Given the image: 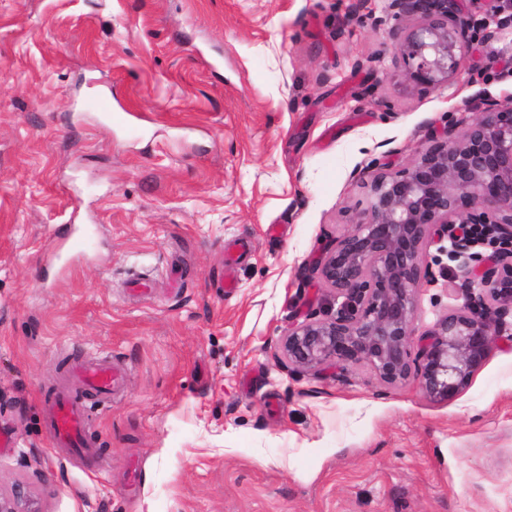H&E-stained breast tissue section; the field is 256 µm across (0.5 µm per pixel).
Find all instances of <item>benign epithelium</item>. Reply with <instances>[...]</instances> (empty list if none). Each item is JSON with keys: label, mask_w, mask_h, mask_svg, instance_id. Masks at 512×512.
Here are the masks:
<instances>
[{"label": "benign epithelium", "mask_w": 512, "mask_h": 512, "mask_svg": "<svg viewBox=\"0 0 512 512\" xmlns=\"http://www.w3.org/2000/svg\"><path fill=\"white\" fill-rule=\"evenodd\" d=\"M388 16L416 17L397 35L396 51L419 89L451 85L468 47L458 0H389ZM491 230L493 253L459 225ZM436 237L464 259L468 303L416 334L418 294L434 280L426 261ZM312 272L342 299L336 316H307L288 328L280 352L297 370L362 364L382 383L416 381L448 400L465 389L488 358L496 326L512 315V105L487 99L457 133L448 125L403 170L376 168L368 214L324 250ZM0 512H42L30 488L0 493Z\"/></svg>", "instance_id": "1"}]
</instances>
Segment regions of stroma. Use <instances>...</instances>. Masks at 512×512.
Instances as JSON below:
<instances>
[{"instance_id":"stroma-1","label":"stroma","mask_w":512,"mask_h":512,"mask_svg":"<svg viewBox=\"0 0 512 512\" xmlns=\"http://www.w3.org/2000/svg\"><path fill=\"white\" fill-rule=\"evenodd\" d=\"M355 2L0 0V492L25 483L42 512H512V318L449 401L279 360L289 327L336 313L311 267L362 217L369 168H406L480 92L512 102L511 30L421 90L391 33L412 18ZM74 222L88 248L47 271ZM447 245L421 330L466 300ZM102 353L128 377L85 460L52 447L44 404Z\"/></svg>"}]
</instances>
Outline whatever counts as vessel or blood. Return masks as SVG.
I'll return each mask as SVG.
<instances>
[{"mask_svg": "<svg viewBox=\"0 0 512 512\" xmlns=\"http://www.w3.org/2000/svg\"><path fill=\"white\" fill-rule=\"evenodd\" d=\"M69 374L78 390L87 391L99 402L111 400L125 379L123 365L108 354L75 362ZM90 413V407L75 392L57 393L49 403L48 415V431L54 444L77 455H93L94 449L86 437Z\"/></svg>", "mask_w": 512, "mask_h": 512, "instance_id": "1", "label": "vessel or blood"}]
</instances>
